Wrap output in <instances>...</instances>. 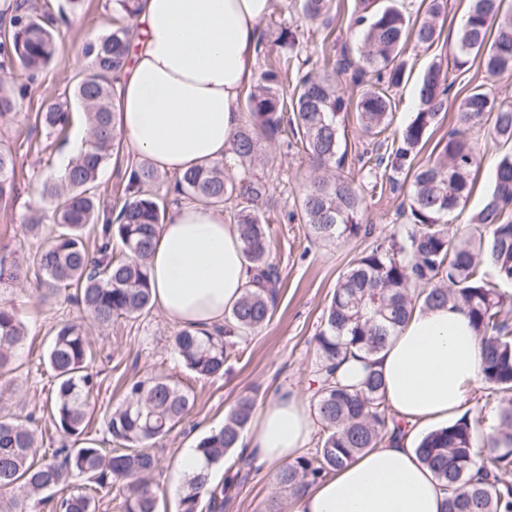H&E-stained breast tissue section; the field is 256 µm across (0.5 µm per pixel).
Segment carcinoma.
<instances>
[{"mask_svg":"<svg viewBox=\"0 0 512 512\" xmlns=\"http://www.w3.org/2000/svg\"><path fill=\"white\" fill-rule=\"evenodd\" d=\"M80 2L64 0L56 7L53 0H9L0 8V70L20 69L28 78L22 85L0 79V124L12 118L30 83L51 61L57 26L70 21ZM331 4L292 0L291 7L303 18L317 20L329 14ZM447 7L448 0H428L424 16L412 20L403 7L386 0H358L357 57H326L320 74L307 72L291 88L288 73L295 66L296 35L281 29L276 56L244 89L233 163L191 168L166 187L149 166L132 163L112 204L93 188L101 169L122 153L111 76L128 60L129 21L143 9V0H112V29L85 45V72L68 97L36 117L59 138L77 120L86 125L79 154L43 185V195L53 203L49 221L54 228L23 260L1 258L0 280L20 285L33 277L41 302L73 301L101 328L136 319L154 306L147 260L170 206L188 200L222 209L234 197L238 203L230 222L238 227L252 288L225 314L224 326L205 333L184 328L173 344L196 377L223 375L229 359L244 352L250 336L270 322L276 304L278 270L271 257L269 218L259 207L268 186L249 171L261 142L288 131L313 170L343 169L342 117L355 111L362 134L372 139L389 129L396 109L392 89L404 80L407 45L430 48ZM477 58L482 80L458 105L456 124L434 160L414 164L447 111L457 80L440 64L424 73L416 112L389 150L375 158V167L390 171L392 185H408L397 212L405 222L393 225L389 235L351 262L324 310L315 336L319 388L311 408L322 440L315 453L281 469L279 482L291 492L403 435L372 357L416 310L453 304L466 311L480 342L481 381L497 410L488 423L481 416L474 426L466 414L430 431L419 440L417 454L448 487L443 512H512V482L507 479L512 473V294L503 290L512 284V151L499 157L492 189L482 208L468 216L466 231L459 235L451 228L465 211L487 146L512 144V101L494 94L495 83L512 74V13L502 11V0H468L453 45V70L464 73ZM352 67L358 79L372 77L354 101L345 96L339 80ZM14 165L11 148L0 144V201L15 193ZM233 165L243 168L236 180L226 174ZM363 212L359 187L337 173L311 178L300 194V221L325 247L372 235V227L362 223ZM25 336L15 307L1 303L0 395L19 389L13 357ZM354 351L363 353L366 372L358 384L346 385L337 370ZM93 358L82 326L55 328L46 355L53 378L48 420L62 442L50 456L36 458L33 420L0 411V512H36L51 499L47 492L57 487L62 494L54 512H96L98 491L119 482L123 512H158L151 476L159 460L151 445L185 418L191 397L167 378L128 381L122 402L105 419L107 432L122 448L105 454L89 436L90 398L98 387ZM254 408V399L241 398L222 428L198 440L195 449L202 465L188 476L178 512H198L203 498L210 512L224 508V484L213 483L211 473L238 447ZM484 422L487 432L480 434L477 426ZM78 478L85 483H76Z\"/></svg>","mask_w":512,"mask_h":512,"instance_id":"1","label":"carcinoma"}]
</instances>
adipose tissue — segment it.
<instances>
[{
  "label": "adipose tissue",
  "instance_id": "obj_1",
  "mask_svg": "<svg viewBox=\"0 0 512 512\" xmlns=\"http://www.w3.org/2000/svg\"><path fill=\"white\" fill-rule=\"evenodd\" d=\"M273 3L146 0L142 42L114 82L118 125L140 159L166 174L231 160L258 25ZM148 267L155 304L198 330L223 323L251 278L236 226L223 210L196 203L174 208L160 225ZM376 368L388 404L408 424L405 435L295 490L286 512H443L448 492L420 462L414 439L466 410V387L481 370L467 314L452 305L415 311L377 354ZM313 429L304 400L280 392L264 404L247 451L275 470L298 457Z\"/></svg>",
  "mask_w": 512,
  "mask_h": 512
}]
</instances>
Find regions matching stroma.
Masks as SVG:
<instances>
[{
  "label": "stroma",
  "mask_w": 512,
  "mask_h": 512,
  "mask_svg": "<svg viewBox=\"0 0 512 512\" xmlns=\"http://www.w3.org/2000/svg\"><path fill=\"white\" fill-rule=\"evenodd\" d=\"M356 5V0H333L329 21L322 22L299 18L287 9L286 0H275L271 14L260 28L265 31L285 25L296 29L298 57L305 60L307 70L316 72L324 57H338L343 50L355 47ZM467 6L468 0H448L447 21L439 40L429 49L408 51V77L394 92L397 109L390 135H398L417 110L423 73L432 64L450 63L455 34ZM112 17L108 0H84L81 11L60 27L51 63L39 74L28 96L20 101L13 118L0 125V143L9 146L15 156L17 187L15 196L0 202V258L21 259L40 242L39 236L29 231L28 219L33 213L41 214L51 208L49 200L41 194L42 183L62 169L64 158L70 156L73 144L84 140L86 129L83 123H75L66 139L54 141L45 128L36 124L35 118L49 104L63 98L85 67L84 45L109 31ZM480 78L481 69L475 64L458 79L448 100V110L442 113L418 154V161L425 162L437 155L439 142L456 123L459 102ZM343 128L347 149L344 173L360 185L364 172L359 158L365 153L376 155L377 146L361 135L355 113H346ZM264 151L268 161L257 172L269 184L271 251L279 271L276 308L270 322L251 336L243 356L225 365L222 376L198 379L184 368L172 351L180 327L159 308H152L139 318L121 319L99 328L90 325L82 308L74 303L62 300L40 304L34 284H0V301L15 306L27 331L14 358L23 390L8 403L17 415L30 414L40 420L52 389L43 358L52 328L62 322L86 325L93 344L92 366L99 374L100 385L91 398L95 415L90 430L99 447L113 446L103 416L120 402L126 380L167 376L190 391L194 404L185 421L155 446L159 466L152 481L158 488L160 512H177L186 489L185 475L175 468L182 450L194 447L199 438L223 427L226 415L240 397L254 398L259 408L283 389L311 398L316 388L314 337L323 311L339 276L369 245L365 238H354L331 249L315 243L295 216L301 189L313 176L303 153L282 141L265 146ZM364 197L365 223L372 225L375 235L388 234L397 221L402 190L386 182L375 191L365 192ZM38 428L39 448L57 447L59 436L53 427L40 420ZM232 458L237 462L239 475L224 499L223 512H284L290 493L278 485L276 474L255 459H242L240 453H233Z\"/></svg>",
  "instance_id": "obj_1"
}]
</instances>
